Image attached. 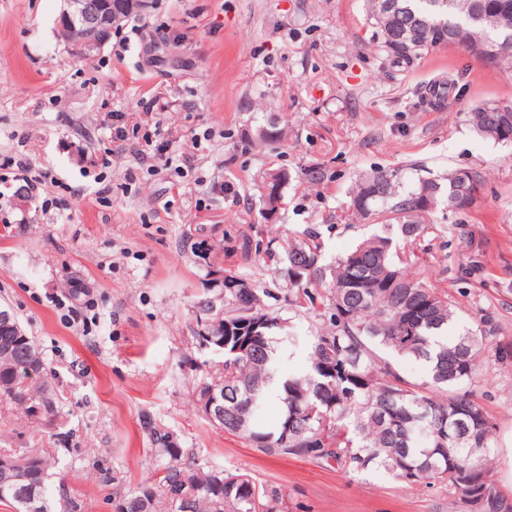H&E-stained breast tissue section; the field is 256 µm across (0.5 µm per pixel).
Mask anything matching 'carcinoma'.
Wrapping results in <instances>:
<instances>
[{"label": "carcinoma", "mask_w": 512, "mask_h": 512, "mask_svg": "<svg viewBox=\"0 0 512 512\" xmlns=\"http://www.w3.org/2000/svg\"><path fill=\"white\" fill-rule=\"evenodd\" d=\"M143 5L112 0V14L126 20ZM368 18L392 68L406 69L421 56L448 46L463 30L494 50L512 75V0H369ZM475 134L495 144H512V102L482 104L468 113ZM286 135L274 123L256 129L267 146ZM460 170L442 178L417 177L406 189L403 169L360 174L351 190L352 212L374 216L384 225L336 258L329 269L326 301L332 310L329 333L315 337L306 352L309 371L285 372L276 336L284 319L266 309L267 291L244 277L224 272V301L204 297L196 303L204 316L224 320L222 370L198 381L197 404L213 387H224V431L241 435L268 455H293L318 464H338L348 472L371 468L419 488L451 492L459 512H512V493L494 478L498 428L474 392L490 360L512 363V344L489 353L483 334L459 324L457 305L428 281L419 266L417 245L431 233V216L446 209L469 210V186H484L487 174ZM266 218L279 209L288 174L260 175ZM237 250L281 266L284 279L299 286L297 303L317 308L324 270L321 243L309 231L300 242L268 241L265 250L249 237ZM250 343L247 354L236 352ZM424 366L425 379L403 375L397 362ZM43 362L34 341L0 332V397L18 404L31 400L27 383L40 376ZM280 376L283 411L264 423L256 413L269 397L268 385ZM140 427L159 465L140 486L124 495L116 512H284L279 493L247 473L215 468L198 474L184 462L185 450L168 441V430L144 413ZM26 460V479L0 484V502L14 512H30L23 490L33 491L38 512H55L46 463ZM487 478L467 481L472 469Z\"/></svg>", "instance_id": "carcinoma-1"}]
</instances>
